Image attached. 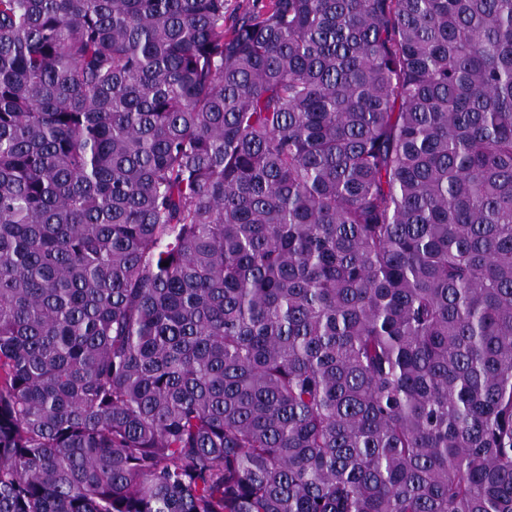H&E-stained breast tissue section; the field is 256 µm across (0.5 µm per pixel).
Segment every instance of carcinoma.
<instances>
[{
	"label": "carcinoma",
	"mask_w": 512,
	"mask_h": 512,
	"mask_svg": "<svg viewBox=\"0 0 512 512\" xmlns=\"http://www.w3.org/2000/svg\"><path fill=\"white\" fill-rule=\"evenodd\" d=\"M0 512H512V0H0Z\"/></svg>",
	"instance_id": "carcinoma-1"
}]
</instances>
